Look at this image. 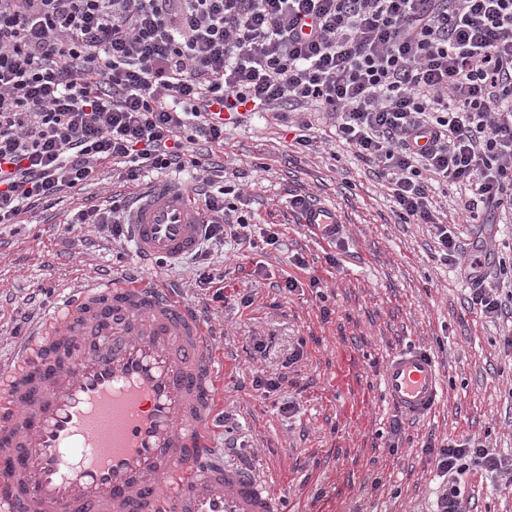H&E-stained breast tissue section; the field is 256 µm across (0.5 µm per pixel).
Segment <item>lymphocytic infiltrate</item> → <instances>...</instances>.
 <instances>
[{
  "instance_id": "obj_1",
  "label": "lymphocytic infiltrate",
  "mask_w": 512,
  "mask_h": 512,
  "mask_svg": "<svg viewBox=\"0 0 512 512\" xmlns=\"http://www.w3.org/2000/svg\"><path fill=\"white\" fill-rule=\"evenodd\" d=\"M312 116L372 164L398 216L434 227L441 257L468 255L467 303L512 318V282L488 281L483 242L465 247L437 223L433 189L458 187L478 208L512 214V0H0V224L96 180L194 170L203 244L253 245L225 203L224 168L197 142L223 144L243 109ZM70 224L128 232L127 200ZM448 485L436 512H469L457 478L470 467L512 475L478 444L424 442Z\"/></svg>"
}]
</instances>
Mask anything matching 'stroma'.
I'll return each mask as SVG.
<instances>
[{"label":"stroma","mask_w":512,"mask_h":512,"mask_svg":"<svg viewBox=\"0 0 512 512\" xmlns=\"http://www.w3.org/2000/svg\"><path fill=\"white\" fill-rule=\"evenodd\" d=\"M319 134L325 143L311 155L293 144L291 128L260 115L231 128L223 145H199L203 161L223 165L226 183L243 182L251 233L259 241L278 231L277 250L218 247L203 260L139 262L98 225L65 221L134 191L108 164L60 205L0 224V374L15 371L19 341L41 332L74 288L134 274L178 288L203 310L223 381L214 440L232 431L227 461L252 464L287 512H433L441 480L421 448L429 439H474L512 457V324L469 310L468 263L444 261L428 225L403 223L368 165L329 141L328 127ZM294 195L331 210L335 239L300 224ZM455 195L451 186L435 193L444 224L463 242L490 241L493 260L511 264L512 222L483 209L478 223H464ZM296 254L306 269L292 265ZM204 272L213 283L200 284ZM289 275L300 282L291 292L282 288ZM313 277L321 289L309 288ZM219 287L226 299L216 303ZM257 341L264 350H254ZM403 349L431 355L442 374L438 401L421 417L383 393L386 362ZM257 376L276 380L277 391L264 396ZM459 487L471 512H512V482L493 487L476 468Z\"/></svg>","instance_id":"35a3bbf8"}]
</instances>
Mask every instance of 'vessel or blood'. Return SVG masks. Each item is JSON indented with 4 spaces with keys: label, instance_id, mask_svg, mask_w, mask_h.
I'll return each mask as SVG.
<instances>
[{
    "label": "vessel or blood",
    "instance_id": "1",
    "mask_svg": "<svg viewBox=\"0 0 512 512\" xmlns=\"http://www.w3.org/2000/svg\"><path fill=\"white\" fill-rule=\"evenodd\" d=\"M203 222L189 190L150 183L130 204L134 253L178 260ZM213 348L203 316L166 284L87 280L0 377V512H284L254 469L218 453ZM383 381L413 416L442 386L436 361L414 351L392 355Z\"/></svg>",
    "mask_w": 512,
    "mask_h": 512
}]
</instances>
